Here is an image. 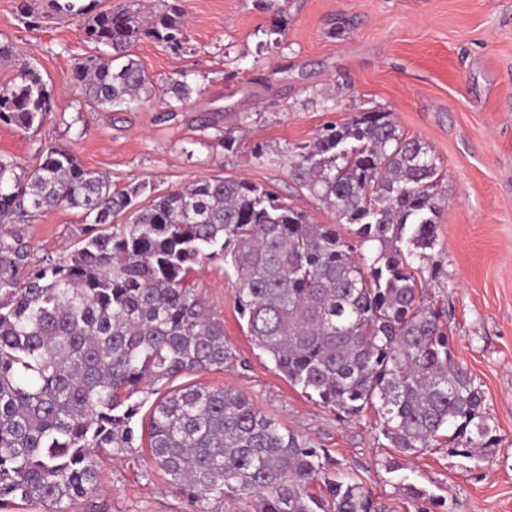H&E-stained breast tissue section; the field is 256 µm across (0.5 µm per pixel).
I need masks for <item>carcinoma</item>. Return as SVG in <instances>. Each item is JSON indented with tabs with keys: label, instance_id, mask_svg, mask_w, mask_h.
Masks as SVG:
<instances>
[{
	"label": "carcinoma",
	"instance_id": "obj_1",
	"mask_svg": "<svg viewBox=\"0 0 512 512\" xmlns=\"http://www.w3.org/2000/svg\"><path fill=\"white\" fill-rule=\"evenodd\" d=\"M50 6L79 20L94 53L75 62L90 106L124 112L151 95L132 58L149 39L173 52L189 37L183 0H125L95 10ZM0 84V123L27 130L52 112L51 92L13 44ZM187 74L165 89L184 102ZM22 168L0 157V510L19 498L70 512L98 482V453L147 441L170 484L195 507L248 497L253 512H384L358 480L329 478L324 449L282 431L244 393L172 388L133 419L140 386L222 369L235 360L224 323L190 281L217 260L254 346L309 400L350 419L374 408L400 453L447 442L470 456L496 445L484 394L453 360L447 309L421 282L433 261L439 167L429 147L387 111L327 123L288 158V172L336 223L317 224L269 188L231 176L200 178L139 198L147 186L112 181L53 145ZM84 224L77 247L37 258L26 226L60 209ZM351 226L352 237L339 232ZM325 495L308 492L316 480Z\"/></svg>",
	"mask_w": 512,
	"mask_h": 512
}]
</instances>
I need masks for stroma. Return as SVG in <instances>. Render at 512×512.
<instances>
[{
    "label": "stroma",
    "mask_w": 512,
    "mask_h": 512,
    "mask_svg": "<svg viewBox=\"0 0 512 512\" xmlns=\"http://www.w3.org/2000/svg\"><path fill=\"white\" fill-rule=\"evenodd\" d=\"M20 2L0 0V41L24 51L53 97L42 126L0 123V156L21 167L51 143L119 188L233 176L274 187L331 224L334 216L288 175L289 155L324 122L380 108L429 146L443 176L433 252L443 274L426 289L445 303L454 357L484 392V420L497 439L488 455L441 444L401 458L380 435L375 410L342 419L308 401L251 343L220 261L192 278L223 319L238 362L185 381L245 393L358 475L387 512H512V0H289L281 14L263 0H186L185 50L148 40L133 49L155 94L131 112L85 105L72 69L91 49L78 22L52 13L26 29ZM276 20L283 32L273 44L265 32ZM182 71L193 92L180 111H166L158 94ZM228 131L240 143L232 154L222 140ZM257 144L266 161L254 158ZM82 223L78 211L59 209L29 225L36 257L73 249ZM393 458L394 472L386 468ZM98 464L95 493L71 512H191L148 449ZM409 485L422 500L407 496Z\"/></svg>",
    "instance_id": "stroma-1"
}]
</instances>
